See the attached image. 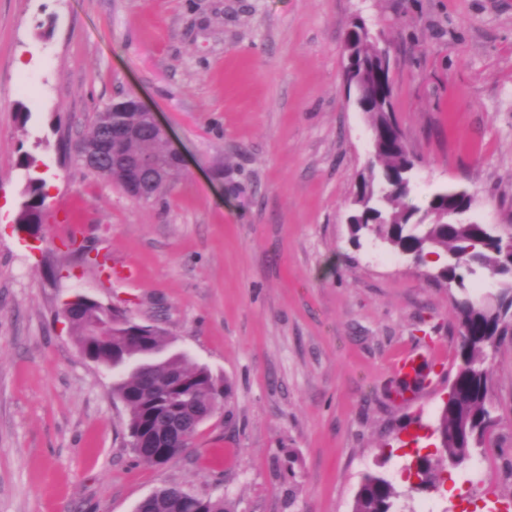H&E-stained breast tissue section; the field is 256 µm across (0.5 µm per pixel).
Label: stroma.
<instances>
[{"mask_svg":"<svg viewBox=\"0 0 512 512\" xmlns=\"http://www.w3.org/2000/svg\"><path fill=\"white\" fill-rule=\"evenodd\" d=\"M359 17L390 57L410 202L464 191L473 221L511 229L512 0H0V512H135L173 483L230 512H352L369 473L395 486L396 512H512V336L487 363V467L410 486L416 454L438 451L461 292L351 241L371 137L344 80ZM127 96L187 159L149 202L74 154ZM31 175L45 206L26 240ZM72 225L83 252L66 246ZM106 260L138 281H108ZM77 293L159 327L222 386L176 459L132 451L111 370L61 315ZM410 350L434 379L403 399L391 365Z\"/></svg>","mask_w":512,"mask_h":512,"instance_id":"obj_1","label":"stroma"}]
</instances>
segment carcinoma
<instances>
[{
	"mask_svg": "<svg viewBox=\"0 0 512 512\" xmlns=\"http://www.w3.org/2000/svg\"><path fill=\"white\" fill-rule=\"evenodd\" d=\"M346 56L354 68L350 83L367 78L376 86L375 93L364 99V111L372 119V127H387L388 143L375 152V160L369 168L373 180L376 205L372 212L362 213L371 227L350 225L351 233L365 230L384 237L395 251H411L422 256L444 250L462 258V263L442 268L438 278L448 286L464 290V296L456 301L460 327L466 329L459 346L460 363L454 378V391L444 402L434 433L439 439V455L435 458L418 459L415 475L419 485L431 486L438 475L452 466L463 465L475 449L485 443L488 429L495 423V407L489 397L490 373L486 362L490 352L496 350L505 337L512 336V232L501 234L485 224H440L437 213L443 207H453L459 202L456 191L434 194L425 207L407 202L411 188L389 184L385 178L399 176L414 160L398 137V123L388 124L386 113L393 111L392 89L389 72L383 68V59L376 48L370 31L356 24L347 33L344 42ZM133 118L131 113L114 112L108 108L95 114L90 136L100 130ZM150 148L163 149V140L156 133L148 132L141 140L127 145L130 153H139ZM43 181L29 180L27 206L20 210L18 223L40 224L39 211L44 205ZM478 265L500 283L498 291L488 297L467 291L466 278L474 273L472 265ZM70 325L83 353L90 354L99 364L111 369L120 363L136 358L143 350L137 340L149 337L155 347H163L161 330L148 324L132 320L116 307L91 304L78 311ZM101 330L107 331L110 339L103 342L95 338ZM175 372L187 382L192 396L193 412L198 424L209 417L211 404L218 400L220 390L211 371L189 361L182 354H173L151 368L157 378ZM113 392L128 402L127 429L136 455L143 459H154L167 463L182 454L196 433L191 429L181 439L167 447L150 443L152 434L166 428L165 415L168 396L152 384L139 371L126 372L118 377ZM398 492L385 477L371 473L363 478L356 493L352 512H393ZM136 512H228L224 499L203 497L188 492L180 484L162 487L141 499Z\"/></svg>",
	"mask_w": 512,
	"mask_h": 512,
	"instance_id": "obj_1",
	"label": "carcinoma"
}]
</instances>
